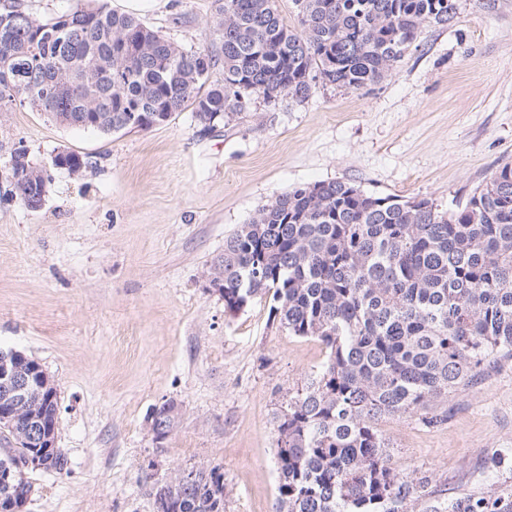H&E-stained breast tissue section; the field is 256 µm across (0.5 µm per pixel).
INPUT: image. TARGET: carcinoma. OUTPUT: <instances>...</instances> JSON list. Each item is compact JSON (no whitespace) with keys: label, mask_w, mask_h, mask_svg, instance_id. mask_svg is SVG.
Returning a JSON list of instances; mask_svg holds the SVG:
<instances>
[{"label":"carcinoma","mask_w":512,"mask_h":512,"mask_svg":"<svg viewBox=\"0 0 512 512\" xmlns=\"http://www.w3.org/2000/svg\"><path fill=\"white\" fill-rule=\"evenodd\" d=\"M298 27L276 0H215L224 84L205 87L216 59L186 51L137 17L103 4L42 22L15 0L0 28V103H39L72 127L110 134L153 127L190 106L202 129L252 98L302 102L310 74L350 89L379 83L426 24L456 17L448 0H293ZM70 151L53 167L77 173ZM9 194L32 209L51 181L23 150ZM234 315L272 293L273 319L315 338L326 359L277 416L273 512H407L428 479L393 461L375 422L421 413L426 424L487 364L512 359V162L453 211L425 199L376 196L343 181L296 187L224 239L209 270ZM0 463L19 477L0 512L26 503L20 469L37 445L0 433ZM224 467L171 478L165 512H224ZM422 512H512V485L425 502Z\"/></svg>","instance_id":"carcinoma-1"}]
</instances>
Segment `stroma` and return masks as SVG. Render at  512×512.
I'll return each mask as SVG.
<instances>
[{"label":"stroma","instance_id":"35a3bbf8","mask_svg":"<svg viewBox=\"0 0 512 512\" xmlns=\"http://www.w3.org/2000/svg\"><path fill=\"white\" fill-rule=\"evenodd\" d=\"M183 49L220 55L214 0H106ZM378 84L312 82L308 100L249 107L214 130L191 110L147 130L70 128L17 104L0 108V348L22 351L57 387L64 470L31 471L25 512H156L152 482L224 468L225 512H272L276 416L325 359L322 344L273 322L268 296L240 312L205 273L224 239L282 193L340 180L375 195L455 209L512 161V0H459L448 26ZM49 167L42 208L9 198L17 146ZM90 156L77 177L58 151ZM176 402L173 432L148 417ZM448 418L377 424L396 464L430 498L480 493L512 471V361L454 392ZM167 402L168 401H163L160 404H156L153 407L151 414H153L156 417L157 421H160V422L164 421L165 405L167 404ZM179 413H180L179 406L175 402H173L170 405V409L168 412V414L170 416L169 421L164 426H158V424L156 423V421L154 419V416H151L150 427H151V431L153 432V434L157 440L165 439L174 430V427L179 418Z\"/></svg>","mask_w":512,"mask_h":512}]
</instances>
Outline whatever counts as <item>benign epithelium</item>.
<instances>
[{
	"label": "benign epithelium",
	"instance_id": "1",
	"mask_svg": "<svg viewBox=\"0 0 512 512\" xmlns=\"http://www.w3.org/2000/svg\"><path fill=\"white\" fill-rule=\"evenodd\" d=\"M26 355L15 349H0V429L14 430L17 414L29 415V426L22 434L26 442L51 448L55 442V432L45 430L42 424L41 404L47 398L57 401V390L48 374L36 364L34 370L27 373L20 366ZM47 392V397H31L33 389ZM180 409L175 403L170 405L169 421L160 426L155 419H150V427L158 440L166 438L173 430L179 418Z\"/></svg>",
	"mask_w": 512,
	"mask_h": 512
}]
</instances>
